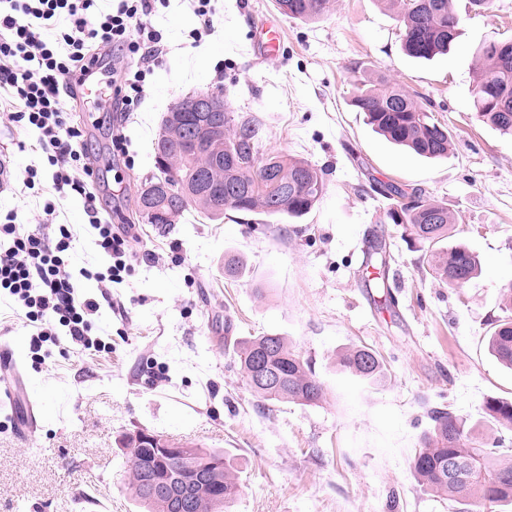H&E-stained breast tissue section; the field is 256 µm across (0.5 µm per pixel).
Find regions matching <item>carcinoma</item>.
<instances>
[{
  "label": "carcinoma",
  "instance_id": "carcinoma-1",
  "mask_svg": "<svg viewBox=\"0 0 512 512\" xmlns=\"http://www.w3.org/2000/svg\"><path fill=\"white\" fill-rule=\"evenodd\" d=\"M402 48L407 55L430 60L448 52L458 37L459 16L452 0H401ZM278 10L291 18L314 20L324 16L330 0H276ZM476 54L481 70L473 93L477 117L503 133L512 135V121L502 119L499 104L512 105V53L505 55L496 43H484ZM189 95L171 108L174 120L162 119L155 139L158 174L145 180L137 199L139 213L147 206L149 186L165 187L169 196L158 200L177 208V216L192 206L213 221L224 219L226 211L280 218H300L308 214L326 191L322 172L311 163L263 152L262 129L251 116L226 112L221 128L198 149L191 148L192 108ZM352 104L367 116L369 124L390 142L425 158L448 155L452 139L448 128L435 120L409 92L398 86L363 84L354 92ZM222 159L224 163L215 164ZM387 217L404 225L410 239L424 250L430 274L450 285L461 286L478 272L475 256L463 244L445 247L454 224L448 207L426 199L417 192L391 189ZM231 319H224V342L233 350L251 390L267 401L301 405L319 403L322 383L308 362L298 355L288 338L266 333L249 339H234ZM488 347L495 358L512 369V319L494 326ZM264 359L281 372L277 385L259 384L253 379L255 364ZM337 366L361 380L375 384L385 374L383 360L366 346L350 347L338 356ZM485 413L499 425L512 426V401L490 399ZM433 428L420 440L410 469L426 489L448 499L467 502L476 510L488 506H512V459L504 457L497 444L478 440L465 430L460 418L450 410L431 411ZM181 449L171 470L184 461L209 475V482L184 498H153L148 492L155 470L132 453H125L127 488L144 512H227L239 495L237 470L224 454L204 450L189 442L168 439ZM458 463L448 474V461Z\"/></svg>",
  "mask_w": 512,
  "mask_h": 512
}]
</instances>
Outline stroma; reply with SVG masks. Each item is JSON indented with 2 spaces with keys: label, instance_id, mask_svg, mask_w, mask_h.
Wrapping results in <instances>:
<instances>
[{
  "label": "stroma",
  "instance_id": "stroma-1",
  "mask_svg": "<svg viewBox=\"0 0 512 512\" xmlns=\"http://www.w3.org/2000/svg\"><path fill=\"white\" fill-rule=\"evenodd\" d=\"M213 26L199 29L190 0H165L147 23L163 52L131 112H85L66 100L71 124L94 170L90 196L56 192L44 169L40 132L0 120V215L38 225L44 200L54 223L73 234V268L105 271L92 218L125 231L130 268L119 283L81 280L101 308L93 334L111 349L52 348L44 362L29 351L30 322L0 299V336L13 349L26 396L0 412V512H141L124 489L122 438L149 429L223 451L242 492L230 512H465L463 503L420 485L411 458L431 430L430 412L453 411L474 436L501 440L512 455V428L484 412L487 400H512V369L488 350L498 320L512 315V138L479 120L474 50L512 38V0L465 11L457 45L431 61L401 46L400 5L331 0L316 20L279 15L275 0H215ZM283 25L284 51L262 62L245 47L270 17ZM396 84L419 96L447 125V157L428 159L377 134L350 103L360 81ZM223 94L229 111L254 117L264 149L327 172L312 211L277 221L227 212L213 221L185 211L163 233L135 211L154 171L161 118L188 94ZM124 135L127 154L114 151ZM38 169L40 190L25 179ZM418 190L447 206L452 240L480 262L460 288L433 279L422 252L384 213L387 186ZM390 255L385 287L363 263L369 241ZM239 256L238 277L224 258ZM239 338L278 333L311 364L324 388L318 404L265 401L247 385L224 322ZM367 346L386 377L371 385L338 370L336 359ZM35 413L38 430L17 429Z\"/></svg>",
  "mask_w": 512,
  "mask_h": 512
}]
</instances>
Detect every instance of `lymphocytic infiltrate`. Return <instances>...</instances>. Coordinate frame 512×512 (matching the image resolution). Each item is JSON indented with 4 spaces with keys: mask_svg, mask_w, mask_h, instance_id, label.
Returning <instances> with one entry per match:
<instances>
[{
    "mask_svg": "<svg viewBox=\"0 0 512 512\" xmlns=\"http://www.w3.org/2000/svg\"><path fill=\"white\" fill-rule=\"evenodd\" d=\"M152 10V0H117L107 10L99 8L98 0H0V94L14 105L10 121L40 130L55 190L68 187L85 194L93 175L81 164L83 130L68 123L63 97L99 64L102 50L114 49L139 62L137 70H124L112 82L122 110L137 108L146 67L160 55L161 34L139 22ZM92 227L97 247L112 263L103 273L83 268L74 274L67 269L73 237L66 225H59L58 237L50 239L37 227L0 224V291L30 322L49 315L59 324L58 329H41L31 336L32 355H39L47 342H70L89 353L107 348L92 333L91 318L100 303L81 292L78 280L93 276L119 282L128 269L127 241L101 220H94Z\"/></svg>",
    "mask_w": 512,
    "mask_h": 512,
    "instance_id": "lymphocytic-infiltrate-1",
    "label": "lymphocytic infiltrate"
}]
</instances>
